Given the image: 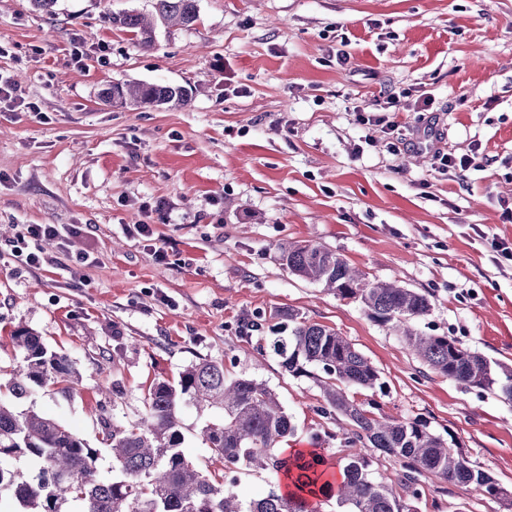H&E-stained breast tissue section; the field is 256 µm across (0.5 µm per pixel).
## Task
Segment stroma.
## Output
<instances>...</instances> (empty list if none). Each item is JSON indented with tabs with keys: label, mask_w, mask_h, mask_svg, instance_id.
<instances>
[{
	"label": "stroma",
	"mask_w": 512,
	"mask_h": 512,
	"mask_svg": "<svg viewBox=\"0 0 512 512\" xmlns=\"http://www.w3.org/2000/svg\"><path fill=\"white\" fill-rule=\"evenodd\" d=\"M151 0H0V371L27 326L80 371L70 395L36 388L15 401L112 453L98 415L125 424L156 378L202 359L263 382L334 472L350 453L320 412L313 379L295 377L246 319L290 309L333 328L377 368L383 389H351L376 415L421 418L456 435L472 464L512 488V404L437 375L358 303L292 275L278 247L304 240L343 254L369 279L429 294L416 328L512 364V0H199L189 28H160L151 48L104 22ZM346 48L347 65L336 62ZM116 80L188 90L183 108L104 104ZM408 90L397 134L358 122ZM432 97L431 111L416 102ZM475 155L439 173L436 153ZM31 224L79 226L32 267L10 248ZM145 224L149 236L126 228ZM89 253L78 267L73 256ZM212 411L181 414L184 455L209 477L222 464L197 437ZM414 512H512L423 477Z\"/></svg>",
	"instance_id": "35a3bbf8"
}]
</instances>
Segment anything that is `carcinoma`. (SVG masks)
<instances>
[{
  "label": "carcinoma",
  "instance_id": "1",
  "mask_svg": "<svg viewBox=\"0 0 512 512\" xmlns=\"http://www.w3.org/2000/svg\"><path fill=\"white\" fill-rule=\"evenodd\" d=\"M198 17V0H153L149 17L134 10L104 15L112 28L139 37L145 48L152 45L157 25L190 27ZM101 99L131 110L180 108L189 101L181 86L131 80L112 82ZM279 261L293 274L359 303L373 321L390 325L433 372L512 403V368H495L458 340L413 327L431 311L429 295L394 281H369L343 255L306 241L281 244ZM271 318L290 326L286 336L269 326L270 348L289 373L314 379L322 394V414L336 423L341 441L351 448L339 483L327 481L330 463L322 449L297 450L287 457L278 452L294 426L265 384L229 377L224 363L202 360L172 382L152 384L138 421L117 425L101 411L103 440L120 472L112 478L100 477L98 450L78 433L33 409L18 411L0 398V492L9 495L14 512H72V503L80 506L79 512H320V502L332 497L350 506L349 512H410L409 501L419 498L420 478L428 474L464 493L487 494L512 505V489L472 464L453 434L436 433L418 418L377 417L349 396L353 387L373 389L382 382L376 367L346 338L324 325L298 320L291 310H276ZM13 340L23 353L22 368L5 384L13 398L23 399L32 388L48 385L68 394L79 382L73 361L49 349L32 330L18 327ZM184 406L220 410V421L201 427L199 439L224 461L228 474L243 468L267 472L273 480L267 496L245 505L224 490V482L207 478L185 457L180 449ZM377 451L393 462L402 494L372 469ZM22 459L37 473L7 465ZM283 481L290 485L287 492L281 491Z\"/></svg>",
  "mask_w": 512,
  "mask_h": 512
}]
</instances>
